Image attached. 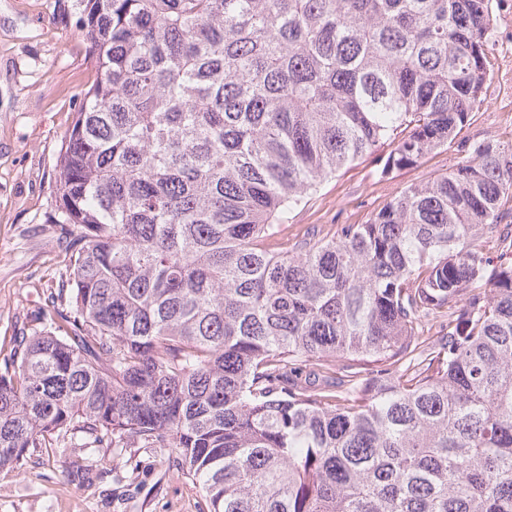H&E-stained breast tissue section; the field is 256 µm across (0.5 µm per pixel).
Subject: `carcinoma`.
I'll return each instance as SVG.
<instances>
[{"instance_id":"1","label":"carcinoma","mask_w":512,"mask_h":512,"mask_svg":"<svg viewBox=\"0 0 512 512\" xmlns=\"http://www.w3.org/2000/svg\"><path fill=\"white\" fill-rule=\"evenodd\" d=\"M72 311L0 360V468L163 448L202 512H512V141L269 242L340 169L454 142L490 0H76Z\"/></svg>"}]
</instances>
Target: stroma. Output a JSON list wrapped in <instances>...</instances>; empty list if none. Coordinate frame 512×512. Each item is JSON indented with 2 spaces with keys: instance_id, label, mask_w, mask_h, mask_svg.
<instances>
[{
  "instance_id": "obj_1",
  "label": "stroma",
  "mask_w": 512,
  "mask_h": 512,
  "mask_svg": "<svg viewBox=\"0 0 512 512\" xmlns=\"http://www.w3.org/2000/svg\"><path fill=\"white\" fill-rule=\"evenodd\" d=\"M75 0H0V346L33 324L49 294L68 285L66 240L56 224L55 164L81 95L97 70L75 29ZM490 79L460 133L474 143L512 140V0H492ZM389 143L323 183L287 224L276 249L308 227L334 235L363 224L410 184L463 158L449 144L379 177ZM200 492L155 448L43 449L0 469V512H199Z\"/></svg>"
}]
</instances>
